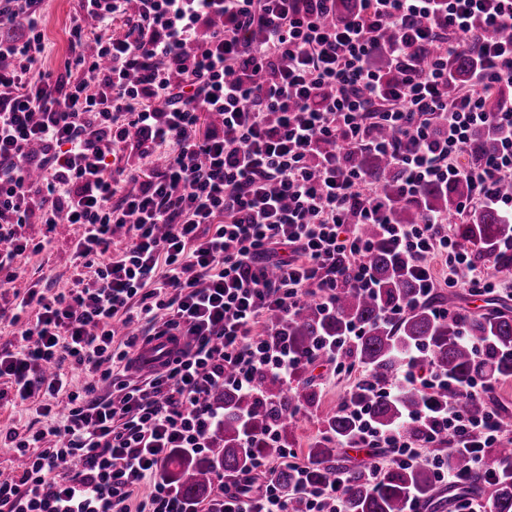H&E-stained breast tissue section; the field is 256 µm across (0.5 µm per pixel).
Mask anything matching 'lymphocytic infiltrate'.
<instances>
[{"label":"lymphocytic infiltrate","instance_id":"1","mask_svg":"<svg viewBox=\"0 0 512 512\" xmlns=\"http://www.w3.org/2000/svg\"><path fill=\"white\" fill-rule=\"evenodd\" d=\"M42 2L0 0V27L26 21L20 38L0 42V244L8 254L0 283L17 278L10 259L27 250L29 224L81 225L73 256L92 274L51 296L29 289L17 305L38 313L20 332L22 351L0 353V378L20 400L64 392L72 407L63 425L7 435L23 466L0 479V512H289L277 467L260 455L250 469L264 474L262 486L222 483L206 501L183 500L158 474L173 450H209L224 422L212 392L255 396L258 372L287 380L320 359L349 371L344 351L361 327L302 355L286 333L269 339L256 329L312 299L330 312L340 288L374 289L373 243L359 225H378L381 240L410 257L417 301L441 286L494 292L485 257L451 237L447 217L394 223L391 202L348 155L386 154L400 173L399 200L463 178L471 194L457 213L477 202L512 212V196L497 192L512 179V98L487 100L489 90L512 87V38L476 36L481 25L512 31V0H358L345 21L332 18L336 0H79L71 55L55 77L39 68ZM465 51L476 62L471 84L452 98L448 63ZM380 55L393 76L374 67ZM381 127L393 138L377 137ZM483 128L500 131L499 145L465 166ZM167 143L176 150L163 166L123 160ZM128 181L136 191L122 192ZM127 224L130 243L109 256ZM118 320L186 344L145 381L130 382L141 339L116 341ZM67 360L112 381L118 400L68 391L57 371ZM366 385L381 397L409 389L427 401L413 441L355 408L347 445L366 450L369 473L381 470L380 449L406 467L429 448L435 481L463 484L451 442L497 478L484 466L486 451L512 435L497 411L474 418L461 398L439 400L451 381L426 367L424 353L407 359L399 379ZM281 457L306 512H340L344 475L317 485L293 451ZM147 483L150 494L136 499Z\"/></svg>","mask_w":512,"mask_h":512}]
</instances>
